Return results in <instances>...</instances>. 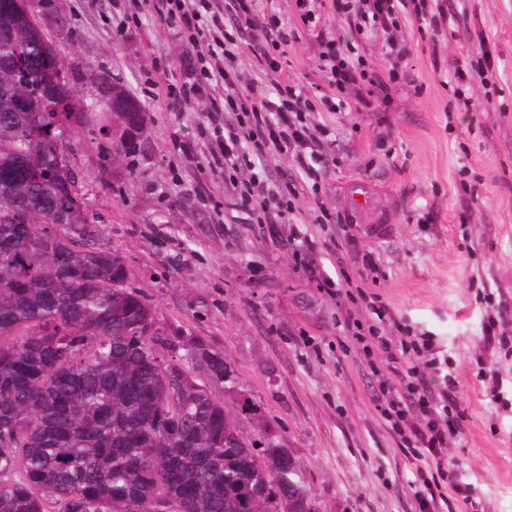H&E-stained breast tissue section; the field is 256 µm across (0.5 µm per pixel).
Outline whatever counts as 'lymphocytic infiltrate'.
Returning a JSON list of instances; mask_svg holds the SVG:
<instances>
[{"instance_id": "f902f5d3", "label": "lymphocytic infiltrate", "mask_w": 512, "mask_h": 512, "mask_svg": "<svg viewBox=\"0 0 512 512\" xmlns=\"http://www.w3.org/2000/svg\"><path fill=\"white\" fill-rule=\"evenodd\" d=\"M260 0H132L175 31L185 45L180 82L169 79L167 65L155 66L152 81L170 106L206 96L209 152L224 178L239 188V205L256 224L290 225L301 196L317 192L333 146L318 113L369 112L389 103L391 90L408 75L403 60L410 51L402 22L415 18L432 32L458 24L447 0H295L302 24L322 15L346 21L356 34L386 33L383 65H375L358 44L320 35L316 67L335 88L332 97L312 98L288 77L287 48L295 38L276 12L262 11ZM252 55L258 72L245 78L238 59ZM289 158L304 181L270 182L269 161ZM323 287L343 303V326L374 381L373 402L389 434L421 478L416 512H450L455 501L474 500L471 483L460 478L448 448L463 432L452 364L431 332L399 321L382 295L348 277H323ZM489 306L491 332L484 342L491 359L482 371L485 397L496 407L512 402L504 395V372L512 362V308L494 294Z\"/></svg>"}]
</instances>
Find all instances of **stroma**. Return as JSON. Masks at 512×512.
Returning a JSON list of instances; mask_svg holds the SVG:
<instances>
[{"instance_id": "35a3bbf8", "label": "stroma", "mask_w": 512, "mask_h": 512, "mask_svg": "<svg viewBox=\"0 0 512 512\" xmlns=\"http://www.w3.org/2000/svg\"><path fill=\"white\" fill-rule=\"evenodd\" d=\"M126 3L28 0L53 41L75 49L80 95L100 98L105 77L147 111L119 160L117 115L100 113L74 135L79 188L103 244L124 257L159 326L200 337L232 361L254 405L238 415L240 429L252 439L265 428L280 434L319 512H415V470L377 416L370 379L339 324L342 307L299 262L287 225L247 223L204 142L182 152L209 103L170 108L153 99V63L179 82L185 46L147 11L130 20L128 39L115 38L112 18ZM271 6L295 33L289 76L309 95H333L315 67V30L294 0ZM448 9L461 24L435 37L405 23L409 78L388 107L328 117L335 161L320 196L341 221L312 227L309 256L319 274L342 267L351 280H370L397 316L440 339L465 412L448 457L491 512H512V411L481 389L486 307L475 298L481 284L512 298V0H448ZM484 42L496 52V76L472 79L467 91L491 105L467 112L456 106L455 72ZM345 229L356 252L338 257L330 244ZM366 251L377 272L358 260Z\"/></svg>"}]
</instances>
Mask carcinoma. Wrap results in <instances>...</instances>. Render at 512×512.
<instances>
[{
	"instance_id": "cac0c4a2",
	"label": "carcinoma",
	"mask_w": 512,
	"mask_h": 512,
	"mask_svg": "<svg viewBox=\"0 0 512 512\" xmlns=\"http://www.w3.org/2000/svg\"><path fill=\"white\" fill-rule=\"evenodd\" d=\"M59 68L72 65L48 33L0 0V512H148L162 486L180 512H268L280 480L288 512H308L314 495L291 449L259 448L212 397L174 401L153 339L138 336L152 308L62 164L75 130L43 133L67 108L86 125V108L111 111L120 155L147 113L119 83L88 102ZM23 214L30 222L16 223ZM176 369L203 386L238 384L204 344Z\"/></svg>"
}]
</instances>
